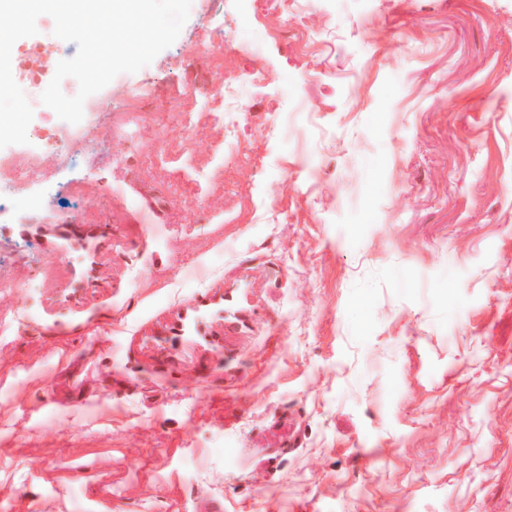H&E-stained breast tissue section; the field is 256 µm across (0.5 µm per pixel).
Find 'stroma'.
Instances as JSON below:
<instances>
[{
	"label": "stroma",
	"mask_w": 512,
	"mask_h": 512,
	"mask_svg": "<svg viewBox=\"0 0 512 512\" xmlns=\"http://www.w3.org/2000/svg\"><path fill=\"white\" fill-rule=\"evenodd\" d=\"M84 108L0 148V512H512V0H192ZM38 175L37 170L30 163L15 162L12 178L6 183L0 181V202L2 195L27 191L28 186L34 183Z\"/></svg>",
	"instance_id": "stroma-1"
}]
</instances>
